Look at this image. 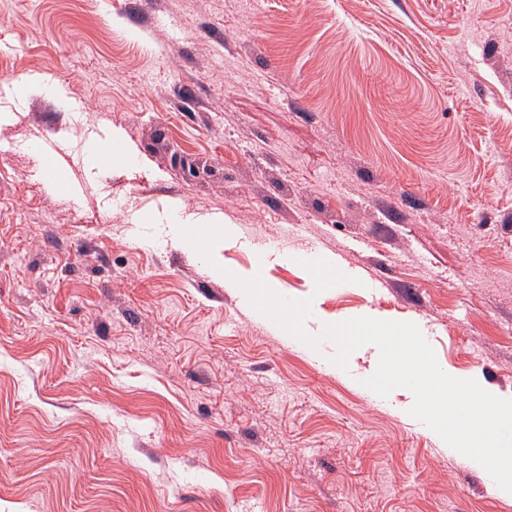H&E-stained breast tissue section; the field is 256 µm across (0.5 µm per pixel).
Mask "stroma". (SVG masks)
Segmentation results:
<instances>
[{"instance_id": "1", "label": "stroma", "mask_w": 512, "mask_h": 512, "mask_svg": "<svg viewBox=\"0 0 512 512\" xmlns=\"http://www.w3.org/2000/svg\"><path fill=\"white\" fill-rule=\"evenodd\" d=\"M1 112L0 512H512L372 345L339 368L214 271L511 397L512 0H0ZM172 203L234 225L214 264Z\"/></svg>"}]
</instances>
